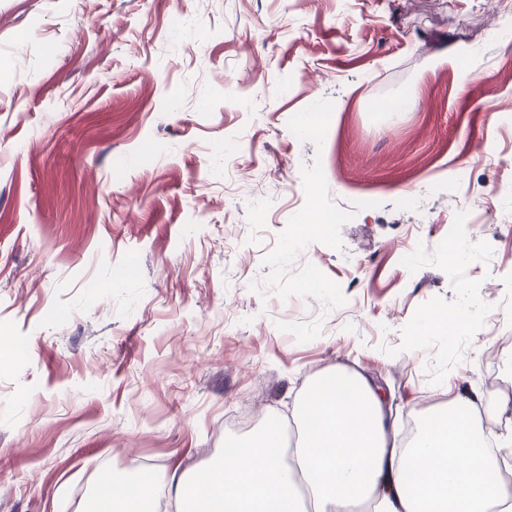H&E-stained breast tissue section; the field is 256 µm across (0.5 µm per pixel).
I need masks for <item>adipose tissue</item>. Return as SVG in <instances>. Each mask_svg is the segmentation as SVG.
<instances>
[{"label":"adipose tissue","mask_w":512,"mask_h":512,"mask_svg":"<svg viewBox=\"0 0 512 512\" xmlns=\"http://www.w3.org/2000/svg\"><path fill=\"white\" fill-rule=\"evenodd\" d=\"M480 393H452L404 437L399 413L359 369L311 376L295 404L298 437L284 440L278 416L226 440L235 461L211 470L116 481L92 512H156L163 484L174 512H512V484L499 477L512 438L487 449Z\"/></svg>","instance_id":"adipose-tissue-1"}]
</instances>
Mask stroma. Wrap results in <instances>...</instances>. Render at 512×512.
Masks as SVG:
<instances>
[{
  "instance_id": "35a3bbf8",
  "label": "stroma",
  "mask_w": 512,
  "mask_h": 512,
  "mask_svg": "<svg viewBox=\"0 0 512 512\" xmlns=\"http://www.w3.org/2000/svg\"><path fill=\"white\" fill-rule=\"evenodd\" d=\"M340 366L409 425L461 371L512 404L498 0H0V512L205 469Z\"/></svg>"
}]
</instances>
